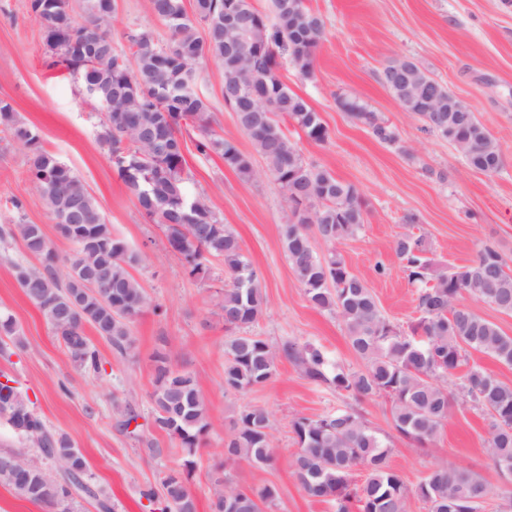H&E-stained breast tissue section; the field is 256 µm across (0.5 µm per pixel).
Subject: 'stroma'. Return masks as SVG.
Listing matches in <instances>:
<instances>
[{"instance_id": "35a3bbf8", "label": "stroma", "mask_w": 512, "mask_h": 512, "mask_svg": "<svg viewBox=\"0 0 512 512\" xmlns=\"http://www.w3.org/2000/svg\"><path fill=\"white\" fill-rule=\"evenodd\" d=\"M325 21L314 69L302 76L288 55H280L278 76L290 91L319 112L329 130L326 142L309 141L292 124L283 130L305 162L329 169L355 185L367 203L366 222L356 237L336 243L348 267L371 289L385 316L410 334L419 314L410 284L393 253L405 234L423 239L434 270L469 263L484 246L494 247L512 265V0H306ZM150 29L162 40L169 31L150 11L149 0H116L110 32L115 49L129 50V28ZM419 64L432 78L468 103L502 152L494 175L472 169L448 141L428 132L407 112L381 80L389 62ZM196 90L210 103L211 127L252 153L249 136L224 103L222 84L209 58L196 65ZM342 96L360 99L396 134L395 143L378 140L368 126L339 107ZM0 99L33 127L41 146L70 167L95 197L114 235L137 252L132 269L154 307L132 324L135 348L121 356L97 334L99 371L75 365L52 327L16 281L15 263L36 265L20 238L0 239V312L12 315L17 339L0 347V374L14 379L47 426L67 434L88 462V482L109 495L115 512H153L141 492L158 485L180 463L169 453L170 440L152 423L151 392L156 349L191 372L216 422L198 451L191 488L198 512H210V469L224 457L232 419L244 407H265L278 440L269 466L231 464V481L245 488L272 486L276 498L264 512H336L334 502L307 495L293 474L298 445L290 424L300 416L317 417L354 409L390 447L389 464L407 486H415L439 464L478 472L496 495L482 512H496L512 496V481L490 464L486 453L488 422L480 411L453 402L434 443L417 446L391 425V403L377 396L354 401L325 384L303 377L289 361L264 387L229 393L224 389V326L215 292L228 277L221 260L208 263L205 278L191 277L172 252L162 227L144 215L117 175L112 157L98 141L102 112L78 76L52 66L40 24L27 0H0ZM189 197L205 198L222 222L234 230L250 257L268 304L254 330L273 346L292 341L322 348L332 364L348 370L361 362L350 350L343 323L335 313L313 308L295 279L281 243L288 220L284 193L261 157L246 179L216 154L185 150ZM21 208H14V201ZM42 225L60 255L73 249L60 238L46 204L29 175L28 150L0 132V225L18 221ZM128 403L138 432L116 427L115 402ZM157 439L154 456L139 436Z\"/></svg>"}]
</instances>
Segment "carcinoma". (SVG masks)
I'll return each mask as SVG.
<instances>
[{
    "mask_svg": "<svg viewBox=\"0 0 512 512\" xmlns=\"http://www.w3.org/2000/svg\"><path fill=\"white\" fill-rule=\"evenodd\" d=\"M296 0H273L274 22L252 0H194L187 12L183 0H150L153 14L168 28L161 43L153 31L134 28L126 34L130 54L115 50L109 26L116 0H28L27 9L42 28L53 64L76 67L81 82L100 103L104 116L101 141L108 147L118 176L142 212L165 229L192 277L206 275L211 257L224 261L231 284L218 291L224 326L234 330L224 343V391L242 393L266 385L282 359L292 361L317 384H327L356 398L386 395L391 424L403 438L423 446L433 441L454 397L445 378L462 367L467 355L480 352L512 366V336L462 304L475 296L512 314V272L501 254L483 248L468 264L437 276L422 239L404 235L393 245L405 262L409 282L418 285L419 313L410 336L402 335L382 313L365 281L332 251L319 255L315 243L333 246L355 237L365 223L366 202L360 190L329 170L308 164L281 127L292 122L315 143L329 137L327 126L277 74L279 52L286 51L304 76L312 73L325 22ZM210 58L231 100L237 126L252 140L268 172L285 193L290 216L282 225L289 266L316 309L336 313L345 326L350 349L363 362L357 371L333 367L312 345L285 342L273 347L252 331L267 306L255 267L238 236L216 217L203 198L186 197L182 130L198 131L196 151L218 154L241 176L254 174L253 162L237 143L210 127L209 106L195 89L196 62ZM386 87L409 112L457 147L467 164L487 175L502 165L500 148L472 108L430 77L418 64L395 60L383 70ZM341 109L365 124L379 140L396 142V134L359 100L341 97ZM0 128L30 151L31 181L55 221L57 234L74 245L60 257L38 224L19 221L0 237H19L39 261L32 268L13 264L25 296L52 326L79 367L100 369L97 351L86 335L92 328L117 353L134 347L131 324L152 300L130 273L138 255L113 235L96 200L82 180L55 155L44 150L36 132L20 121L10 103L0 100ZM151 393L153 422L181 453L178 468L160 479V490L148 486L143 496L160 504L158 512H196L190 481L196 456L215 426L194 375L179 370L161 352L153 356ZM462 402L488 421L487 455L495 469L512 477V384L482 367L460 377ZM0 417L28 444L0 452V485L17 497L73 512L75 494L97 501L99 512H114L112 499L84 483L86 458L72 439L52 431L33 410L28 396L0 382ZM298 444L294 475L311 497L331 499L336 512H408L414 496L429 512H479L492 489L477 472L439 465L415 488L388 464L391 449L351 409L301 416L292 421ZM277 439L269 412L259 406L242 409L224 443V463L217 466L210 488V512H261L258 502L275 498L276 490L234 484L225 464L269 465ZM58 463L60 477L47 463ZM363 468L362 485L350 489V477Z\"/></svg>",
    "mask_w": 512,
    "mask_h": 512,
    "instance_id": "obj_1",
    "label": "carcinoma"
}]
</instances>
